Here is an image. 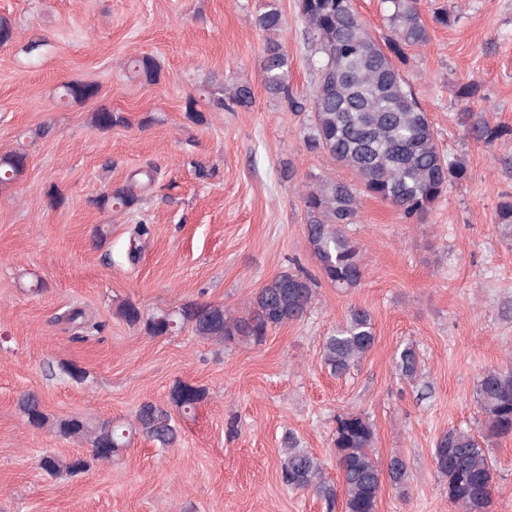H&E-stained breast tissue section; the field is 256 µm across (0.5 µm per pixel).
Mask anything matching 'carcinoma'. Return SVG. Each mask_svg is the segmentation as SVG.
<instances>
[{
  "mask_svg": "<svg viewBox=\"0 0 512 512\" xmlns=\"http://www.w3.org/2000/svg\"><path fill=\"white\" fill-rule=\"evenodd\" d=\"M390 35L377 38L355 10L352 0H297L305 21L316 80L308 98L312 123L306 136L307 149L326 154L351 169L361 188L336 180H322L308 187L303 196L307 241L321 275L338 288L356 286L363 275L357 243L345 232L357 223L359 194L378 198L396 207L406 220H422L448 192L466 180V160L447 159L439 148L437 132L415 98L398 67L405 62V49L423 46L429 40L417 0H385ZM269 34L283 25L277 0H268L256 20ZM261 80L266 90L292 100L288 83V54L283 45L269 39L261 62ZM97 93L90 83L71 81L63 85V96L85 101ZM471 113H458L460 124L473 139L490 145L509 130L487 122L469 123ZM92 123L107 130L126 123L120 112L100 108ZM27 155L13 151L0 156V185L15 180L25 169ZM135 180L110 189L94 200L101 210L128 211L139 201ZM317 280L305 273L285 272L266 284L255 296L247 315L235 318L222 305L189 304L177 309L144 314L133 303L120 309L125 321L143 326L151 336L171 329H190L210 341L232 343L242 338L259 341L269 331L301 318L315 294ZM375 343L369 311L354 307L346 322L326 337L322 347L325 366L344 374L360 363ZM400 374L413 379L420 371V358L412 346L403 347L396 358ZM476 403L482 416L484 437L512 435V372L490 369L476 385ZM201 387L189 388L180 399H171L185 416L195 414L204 399ZM18 408L37 428L49 418L32 394L18 399ZM60 436L83 441L91 447V458L68 460L54 455L41 458L43 470L77 476L90 461L110 462L140 435L161 448L173 446L178 426L170 410L155 403L143 404L133 422L124 425L110 418L69 415L54 422ZM376 431L369 418L349 412L336 418L332 434L333 452L343 488V512H376L382 479L403 487L408 480L405 460L395 454L387 469L373 455ZM282 482L291 489L311 490L325 501L336 499V489L326 483L321 461L300 447L290 434L282 449ZM433 458L448 485V500L462 512H489L493 502L495 466L479 439L472 433L450 428L436 441Z\"/></svg>",
  "mask_w": 512,
  "mask_h": 512,
  "instance_id": "carcinoma-1",
  "label": "carcinoma"
}]
</instances>
